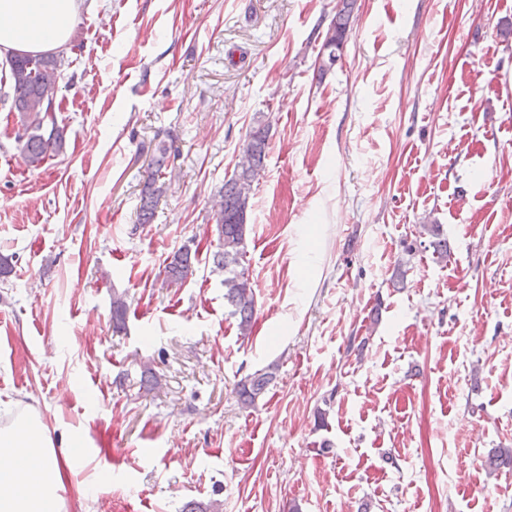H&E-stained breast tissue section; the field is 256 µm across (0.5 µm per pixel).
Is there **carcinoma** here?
I'll list each match as a JSON object with an SVG mask.
<instances>
[{
  "label": "carcinoma",
  "instance_id": "cac0c4a2",
  "mask_svg": "<svg viewBox=\"0 0 512 512\" xmlns=\"http://www.w3.org/2000/svg\"><path fill=\"white\" fill-rule=\"evenodd\" d=\"M356 0H339L336 14L326 31L320 52L327 56L340 54L351 29ZM60 61L53 55H16L10 61L9 90L3 92L10 103L9 111L18 113L23 133L17 135L19 149L26 163L38 168L51 155H59L65 148L63 130L56 126L55 115L47 112L54 103L57 92V71ZM268 126L258 123L245 139L241 156L232 174L224 180L219 191L220 200L213 206L212 219L217 236V251L213 254L214 270L224 273V302L230 316L238 321L240 335L251 334L256 311L255 290L249 266L245 262L248 201L265 169ZM170 146L164 139L155 144L150 168L140 194L138 225L150 224L159 200L167 193L163 174L168 167ZM421 228L431 238L435 253L448 256V241L442 237L438 224H423ZM199 263L197 254L188 248L173 253L166 263L164 273L171 284H183L195 272ZM127 301L124 296H112V330L125 327ZM273 365L242 377L237 382V393L245 407L255 406L275 377ZM483 465L497 471L512 465V448L492 449Z\"/></svg>",
  "mask_w": 512,
  "mask_h": 512
}]
</instances>
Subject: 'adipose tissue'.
<instances>
[{"instance_id":"ef3b65f1","label":"adipose tissue","mask_w":512,"mask_h":512,"mask_svg":"<svg viewBox=\"0 0 512 512\" xmlns=\"http://www.w3.org/2000/svg\"><path fill=\"white\" fill-rule=\"evenodd\" d=\"M81 0H0V54L67 49ZM76 441H57L38 408L16 404L0 424V512H64Z\"/></svg>"}]
</instances>
